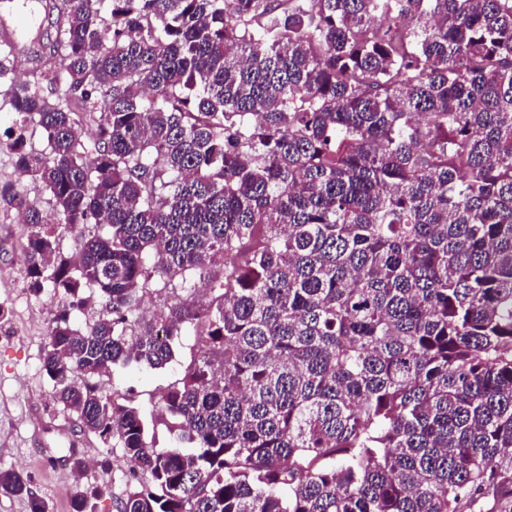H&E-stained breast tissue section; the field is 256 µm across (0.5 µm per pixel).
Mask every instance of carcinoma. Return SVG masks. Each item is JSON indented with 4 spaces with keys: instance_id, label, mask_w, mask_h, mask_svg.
<instances>
[{
    "instance_id": "cac0c4a2",
    "label": "carcinoma",
    "mask_w": 512,
    "mask_h": 512,
    "mask_svg": "<svg viewBox=\"0 0 512 512\" xmlns=\"http://www.w3.org/2000/svg\"><path fill=\"white\" fill-rule=\"evenodd\" d=\"M36 3L33 82L0 53L10 203L58 297L43 370L123 448L120 512H512V0ZM195 275L207 303L140 311ZM186 331L159 448L101 380ZM0 491L48 512L18 471Z\"/></svg>"
}]
</instances>
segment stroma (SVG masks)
Listing matches in <instances>:
<instances>
[{"label": "stroma", "instance_id": "1", "mask_svg": "<svg viewBox=\"0 0 512 512\" xmlns=\"http://www.w3.org/2000/svg\"><path fill=\"white\" fill-rule=\"evenodd\" d=\"M28 233V225L16 221L8 198L0 196V307L8 313V322L0 329V468L27 475L50 512H71L73 491L79 485L106 489L95 512H117L131 486L127 469L118 462L120 448L104 449L95 436L80 434L75 420L54 402L52 384L42 368L56 297L48 288L33 294L28 281L11 274L25 261ZM196 353L193 336H183L165 368H117L107 385L132 391L137 404L151 409ZM73 450L82 458V467H74L69 456ZM106 451L114 463L103 467L98 460Z\"/></svg>", "mask_w": 512, "mask_h": 512}]
</instances>
